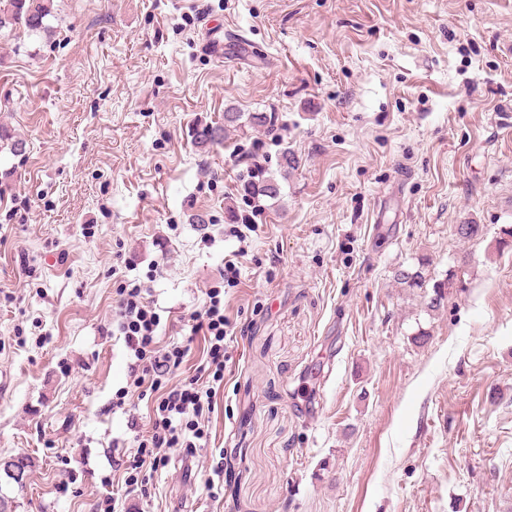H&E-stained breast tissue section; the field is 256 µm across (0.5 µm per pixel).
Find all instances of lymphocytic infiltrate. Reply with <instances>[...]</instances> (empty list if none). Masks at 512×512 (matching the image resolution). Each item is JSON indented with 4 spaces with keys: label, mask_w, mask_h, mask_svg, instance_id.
Listing matches in <instances>:
<instances>
[{
    "label": "lymphocytic infiltrate",
    "mask_w": 512,
    "mask_h": 512,
    "mask_svg": "<svg viewBox=\"0 0 512 512\" xmlns=\"http://www.w3.org/2000/svg\"><path fill=\"white\" fill-rule=\"evenodd\" d=\"M221 293V287L210 288L202 311L195 316L196 329L202 330L209 342L204 362L196 376L173 387L167 386L166 381L182 364L186 349L174 346L156 350L161 317L152 301L145 298L138 287L124 289L120 295L115 328L142 366L134 383L149 385L160 394L151 431L135 438L137 452L126 465L127 485L138 484L143 468L154 472L166 468L167 449L195 447L206 435L204 422L211 411V401L206 398L203 385L208 382L217 386L224 381V340L228 322Z\"/></svg>",
    "instance_id": "1"
}]
</instances>
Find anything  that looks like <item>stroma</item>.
Segmentation results:
<instances>
[{
  "mask_svg": "<svg viewBox=\"0 0 512 512\" xmlns=\"http://www.w3.org/2000/svg\"><path fill=\"white\" fill-rule=\"evenodd\" d=\"M45 24L0 31V462H32L0 469L7 512H512V0H54ZM228 107L269 121L198 150ZM286 152L279 198L246 195ZM219 284L207 438L125 486L158 395L120 291L187 347L176 385Z\"/></svg>",
  "mask_w": 512,
  "mask_h": 512,
  "instance_id": "35a3bbf8",
  "label": "stroma"
}]
</instances>
